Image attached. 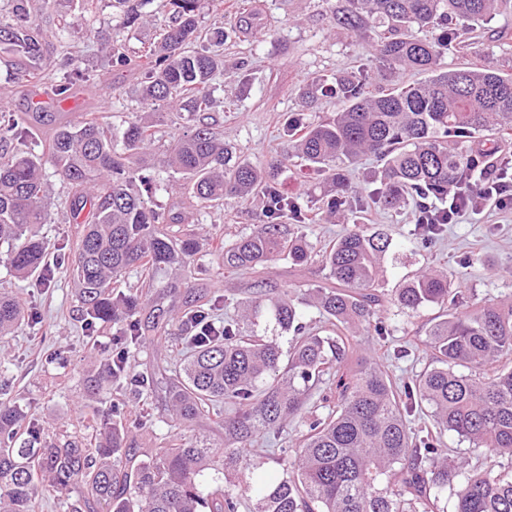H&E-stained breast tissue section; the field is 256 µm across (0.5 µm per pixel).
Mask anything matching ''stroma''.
I'll list each match as a JSON object with an SVG mask.
<instances>
[{
    "label": "stroma",
    "instance_id": "stroma-1",
    "mask_svg": "<svg viewBox=\"0 0 512 512\" xmlns=\"http://www.w3.org/2000/svg\"><path fill=\"white\" fill-rule=\"evenodd\" d=\"M337 5L338 0H255V31L225 42L224 70L216 77L219 104L212 117L241 158L258 164L285 150L282 126L296 112L306 111L312 119L335 112L331 99L303 108L299 92L313 76L333 79L372 60L376 35L339 25L333 15ZM141 11L145 24L124 29L113 16L109 0H97L91 12L85 0H55L50 9L36 13L38 27L54 32L67 19L74 21V28L61 32L62 41L49 51L39 79L23 83L0 68V103L14 112L39 113L35 139L41 143L48 142L59 122L77 121L85 112L107 116L111 125L121 126L137 110L134 92L141 76L113 66L104 45L117 36L138 51L156 41L168 22L161 0H149ZM67 54L85 77L63 100L54 92L53 79ZM441 63L448 68L471 63L512 73V0H503L490 23L474 29L464 43L450 47ZM281 180L309 218L306 232L313 245L335 240L351 221L389 226L393 247L379 281L384 293H392L419 270L437 269L447 272L448 286L463 306L512 294V217L493 207L444 225L432 246L425 247L417 236L414 208L399 213L369 208L350 213L345 220L329 218L319 209L324 186L306 169L289 164ZM264 220L263 204L253 198L228 200L223 208L204 209L197 215L192 230L202 250L194 262V281L204 300L220 299L221 307L213 314L215 323L235 317L238 303L254 296L257 288L300 299L310 283L325 278L319 263L296 266L285 259L257 273L225 270L214 256L215 247ZM6 251V246H0V293L19 301L30 318L0 339V395L33 410L48 429L62 428L77 436L91 425L93 410L119 407L132 446L140 453L184 435V427L168 411L163 387H156L145 403L152 414L146 423L139 418L145 404L129 383L89 396L82 379L95 360L111 352L116 326L86 325L64 270H55L52 282L45 286L39 278L16 275L6 262ZM438 312L437 306L430 305L414 316H396L397 329L390 343L403 350V358L393 359L381 350L373 353L393 379H406L430 366L424 339ZM169 329L165 342L148 336L131 348V373L159 366L170 370L180 364L189 331L177 321Z\"/></svg>",
    "mask_w": 512,
    "mask_h": 512
}]
</instances>
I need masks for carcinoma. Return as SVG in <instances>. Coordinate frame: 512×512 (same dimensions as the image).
I'll use <instances>...</instances> for the list:
<instances>
[{
  "mask_svg": "<svg viewBox=\"0 0 512 512\" xmlns=\"http://www.w3.org/2000/svg\"><path fill=\"white\" fill-rule=\"evenodd\" d=\"M54 0H11L0 15V61L17 80L34 77L47 54L34 8ZM141 0H111L112 11L131 26L140 19ZM170 22L160 40L134 54L112 42V62L138 70L136 94L145 116H134L117 133L104 119L86 117L59 125L48 152L23 148L0 153V245L10 267L23 277L51 276L48 256L71 275L82 316L90 326L122 327L115 353L86 377V388L129 379L128 345L141 336L140 314L157 276L179 271L164 284L171 304L184 307L185 322L205 317L204 307L182 289L183 275L200 252L195 235L183 230L201 208L224 206L229 198L255 196L264 202L266 223L223 246L224 267L254 272L278 258L296 266L319 262L326 281L308 289L319 311V331H306L304 312L288 295L258 294L237 321L210 326L191 337L190 347L169 385L171 408L186 429L207 420L224 431L218 446L206 436L180 437L140 459L125 447L120 410L101 414L82 437L50 434L34 414L0 402V512H32L40 496L79 490L75 512H238L244 495L257 496L256 512H512V478L453 457L441 432L466 439L474 449L507 461L512 469V298L481 301L459 310L448 276L422 271L391 296L379 291L383 262L391 245L382 230L354 223L317 251L302 227L297 200L283 192L280 174L296 156L328 188L329 211L356 201L397 211L439 200L451 203L480 187L476 170L487 160L474 143L485 132L499 146L512 137V73L479 67L443 68L448 45L461 43L478 23L490 21L499 0H344L339 23L364 29L378 21L386 34L376 42L377 73L418 71L428 78L395 83L375 95L363 71L328 82L315 77L301 90L311 103L331 96L334 115L312 122L296 117L284 128L288 149L256 165L239 160L235 148L203 122L214 102L216 73L224 67V40L236 31L204 27L203 0H163ZM436 30L420 39L413 29ZM81 77L63 69L56 93L64 96ZM180 124L191 132L168 140L158 126ZM29 115L0 108V144L33 135ZM369 156L380 165L375 187L361 197L347 172ZM67 192L64 219L84 217L75 248H50L40 227L51 222L46 164ZM158 172L179 175L173 184ZM169 191L164 209L151 195ZM298 223L283 230L288 221ZM132 268L148 279L128 294L113 283ZM390 304L414 314L430 304L442 311L432 319L425 345L431 367L400 383L363 354L358 337L391 335L396 328L378 313ZM26 317L21 304L0 294V337ZM265 317L296 335L283 351L249 326ZM331 381L324 411L307 408L308 395ZM433 418L438 431L414 429L416 413ZM290 420L303 427L296 448H275L283 476L261 486L245 477L239 487L223 485L224 470L254 464L247 447L266 433H280Z\"/></svg>",
  "mask_w": 512,
  "mask_h": 512,
  "instance_id": "1",
  "label": "carcinoma"
}]
</instances>
